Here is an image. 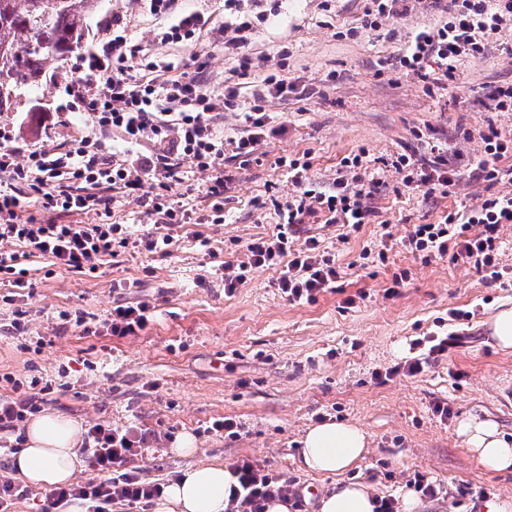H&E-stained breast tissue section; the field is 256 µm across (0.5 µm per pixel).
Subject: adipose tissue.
Listing matches in <instances>:
<instances>
[{
	"label": "adipose tissue",
	"instance_id": "ef3b65f1",
	"mask_svg": "<svg viewBox=\"0 0 512 512\" xmlns=\"http://www.w3.org/2000/svg\"><path fill=\"white\" fill-rule=\"evenodd\" d=\"M457 433L488 470H512V442L502 437L495 422L469 416L461 419ZM79 440V429L70 419L56 414L35 418L23 448L13 456L17 476L46 489L66 483L82 466ZM366 448L367 435L360 427L325 422L307 430L303 462L310 471L336 475L363 459ZM231 482L223 463L188 467L166 487L154 512H225ZM320 512H373V496L365 485L341 484L321 499Z\"/></svg>",
	"mask_w": 512,
	"mask_h": 512
}]
</instances>
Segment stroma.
<instances>
[{
    "mask_svg": "<svg viewBox=\"0 0 512 512\" xmlns=\"http://www.w3.org/2000/svg\"><path fill=\"white\" fill-rule=\"evenodd\" d=\"M278 12L257 23L245 49L247 75L237 56L225 53L214 30L231 15L224 0H180L186 11L204 14L208 25L189 43L163 47L156 35L171 20L150 13L149 0H100L87 21L82 52L92 51L119 22L139 49L133 75L143 65L168 68L170 75L200 77L205 88L222 92L236 83L242 103H250L268 76L294 84L293 92L267 98L272 134L246 158L225 156L235 180L224 193V221L208 223L212 203L209 175L182 172L171 201L196 213L191 229L172 227V245L147 252L122 251L92 273L50 268L36 258L28 274L30 294L13 304L0 301V395L12 381L59 379L46 395L45 413L73 420L79 428L107 421L145 430L150 446L134 464L151 482L170 483L189 466L211 459L232 467L249 459L293 479L303 512H319L322 496L337 484L362 483L377 496L412 498V512H477L496 504L512 512V470L488 471L456 433L459 420L477 415L495 421L512 439V350L494 346L490 318L512 307V281L493 284L471 266L435 258L421 263L403 241L417 224H435L453 208L471 205L488 193L472 169L484 154L488 129L512 136V112H487L478 100L498 84L512 81V29L489 40L480 58L461 61L447 89L427 90L415 75L379 70L393 61L419 28L447 20L442 0H413L406 14L363 26L362 0H279ZM82 52L50 62L39 83L16 90L0 125L15 126L21 138L47 149L68 146L90 132L84 113L75 111L66 83L87 90L96 81L80 69ZM448 146L457 172L448 194L424 193L403 185L389 165L405 148L429 157L427 139ZM361 154L356 173L374 189L367 203L378 222L342 231L316 221L299 226L293 238L317 237L343 274L334 288L311 304L293 305L275 286L276 274L254 269L233 296L214 270L218 262L243 259L248 242L272 234L275 203L293 195L287 162L309 156L310 175L330 191L344 158ZM150 178L142 197H118L111 218L89 212L74 224L130 225L134 234L155 231L143 197L158 193ZM393 234L383 242L384 231ZM385 259H378V252ZM404 273L400 286L392 276ZM149 302L154 317L145 332L117 339L84 334L63 323L61 312L104 320L115 302ZM27 309L29 334L6 333L13 307ZM468 312L452 319L451 310ZM458 335L462 345L432 361L414 377L378 382L376 373L410 354L413 340ZM47 344L36 348V337ZM447 403L442 418L435 403ZM230 417L238 434L205 433L215 419ZM354 424L368 435L363 460L339 475L307 470L301 440L309 427ZM192 437V455L176 454V442ZM441 483L444 494L427 498L409 482L415 473ZM487 490L475 496L476 488Z\"/></svg>",
    "mask_w": 512,
    "mask_h": 512,
    "instance_id": "1",
    "label": "stroma"
}]
</instances>
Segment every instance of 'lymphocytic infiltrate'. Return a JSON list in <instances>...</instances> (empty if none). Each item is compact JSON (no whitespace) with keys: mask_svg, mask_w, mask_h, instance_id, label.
Wrapping results in <instances>:
<instances>
[{"mask_svg":"<svg viewBox=\"0 0 512 512\" xmlns=\"http://www.w3.org/2000/svg\"><path fill=\"white\" fill-rule=\"evenodd\" d=\"M149 2L151 11L174 19L158 34L160 45L191 41L208 24L200 13L180 12L178 0ZM447 11V21L417 31L395 62L397 70L417 76L429 89L446 88L455 78L457 62L484 54L491 35L512 28V0H448ZM137 54V47L116 29L110 40L84 56V65L98 78L95 91L87 92L78 83L68 84L65 91L87 114L92 131L66 149L22 147L12 129L0 126V287L27 288L25 263L35 254L50 258L54 266L84 273L117 257L119 250L131 247L154 252L171 242L166 235L132 237L123 224L24 221L18 211L25 202L64 214L95 211L107 216L113 192L139 190L152 174L176 178L187 164L210 173L207 192L214 200V211H222L224 190L231 182L223 170L225 154L245 157L254 153L270 132V115L262 109L261 100L292 89L285 80L268 79L255 92V105L243 115V131L226 138L220 135L216 120L220 110L236 108L235 84H226L223 93L214 94L198 79L184 75L136 79L128 72V62ZM111 135L122 141V149L108 144ZM482 140L485 156L474 170L492 186L508 175L498 163L512 155V139L491 131ZM147 144L152 147L150 155L139 159V147ZM391 165L402 173L404 185L414 189L444 191L456 181V172L448 164V149L442 145L431 146L427 161L400 153ZM288 169L298 192L277 205L275 234L248 243L239 263L225 262L218 268L227 295H234L246 283L253 268L268 267L278 269L276 286L288 302H314L320 293L335 286L340 268L316 237H307L294 248L289 244L290 234L320 216L326 223L354 228L374 221L376 213L365 203L363 185L340 177L335 190L326 194L312 188L309 162L294 159ZM505 224H512V195L494 192L475 204L449 211L441 223L415 225L405 246L422 263L437 256L460 260L487 273L496 283L506 275L498 247L500 228ZM151 320L148 303L126 302L113 306L103 326L110 336L123 338L139 335ZM28 388L29 395L0 399V433H13L19 422L39 412L38 400L49 394L52 384L35 377ZM146 442V435L128 426L90 425L83 434V445L99 480L52 489L42 512H69L75 503L82 512H112L116 501L132 507L151 503L161 496L163 486L145 480L132 465ZM231 474L234 483L227 512H266L268 501H286L295 495L291 481L245 459L237 461Z\"/></svg>","mask_w":512,"mask_h":512,"instance_id":"f902f5d3","label":"lymphocytic infiltrate"}]
</instances>
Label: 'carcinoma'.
<instances>
[{
    "label": "carcinoma",
    "mask_w": 512,
    "mask_h": 512,
    "mask_svg": "<svg viewBox=\"0 0 512 512\" xmlns=\"http://www.w3.org/2000/svg\"><path fill=\"white\" fill-rule=\"evenodd\" d=\"M96 0H0V47L15 67L13 86L39 82L47 64L81 46Z\"/></svg>",
    "instance_id": "obj_1"
}]
</instances>
